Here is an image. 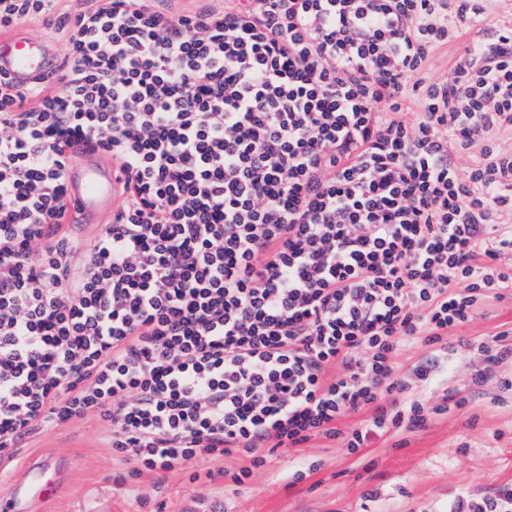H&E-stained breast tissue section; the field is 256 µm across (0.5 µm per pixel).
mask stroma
I'll return each mask as SVG.
<instances>
[{"label":"stroma","mask_w":512,"mask_h":512,"mask_svg":"<svg viewBox=\"0 0 512 512\" xmlns=\"http://www.w3.org/2000/svg\"><path fill=\"white\" fill-rule=\"evenodd\" d=\"M512 20V0H490L484 20L458 23L459 37L429 62L432 78H447L466 46L494 38L500 21ZM512 329V289L481 299L472 319L447 341L413 344L399 357L397 375L407 396L436 405L453 398L448 411L423 428L384 435L358 453L341 441L312 438L300 448H280L250 482L208 479V470L236 469L243 458L145 473L129 481L127 467L104 439L95 416L24 439L20 463L48 451L70 458V472L47 512H448L459 493L481 498L512 488V355L481 378L482 343ZM437 366L432 385L414 374L426 361ZM303 470L302 480L293 473Z\"/></svg>","instance_id":"35a3bbf8"}]
</instances>
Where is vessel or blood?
<instances>
[{"instance_id": "b4317fda", "label": "vessel or blood", "mask_w": 512, "mask_h": 512, "mask_svg": "<svg viewBox=\"0 0 512 512\" xmlns=\"http://www.w3.org/2000/svg\"><path fill=\"white\" fill-rule=\"evenodd\" d=\"M59 66L50 45L19 33L0 36V74L26 88L49 78ZM78 164L66 175L69 224L106 222L120 201L116 167L98 153L74 146ZM68 464L60 458L33 460L13 482V494L0 512H39L41 505L54 501L62 487Z\"/></svg>"}]
</instances>
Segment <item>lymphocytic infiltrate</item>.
<instances>
[{
    "label": "lymphocytic infiltrate",
    "instance_id": "obj_1",
    "mask_svg": "<svg viewBox=\"0 0 512 512\" xmlns=\"http://www.w3.org/2000/svg\"><path fill=\"white\" fill-rule=\"evenodd\" d=\"M0 0L66 31L58 76L0 74V457L107 423L128 475L426 424L398 358L512 288V25L427 73L487 0ZM418 112L407 119L408 103ZM115 163L93 243L63 230L72 140ZM484 147L467 173L454 157ZM369 412L341 434L343 417Z\"/></svg>",
    "mask_w": 512,
    "mask_h": 512
}]
</instances>
